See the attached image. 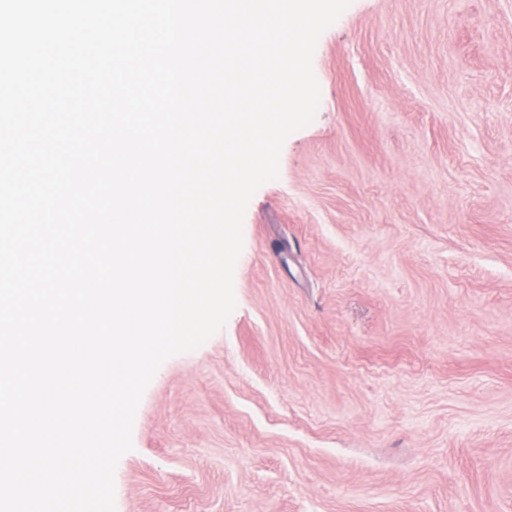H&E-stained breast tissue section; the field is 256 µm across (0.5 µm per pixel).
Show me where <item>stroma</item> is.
I'll use <instances>...</instances> for the list:
<instances>
[{
	"mask_svg": "<svg viewBox=\"0 0 512 512\" xmlns=\"http://www.w3.org/2000/svg\"><path fill=\"white\" fill-rule=\"evenodd\" d=\"M116 512H512V0H351Z\"/></svg>",
	"mask_w": 512,
	"mask_h": 512,
	"instance_id": "35a3bbf8",
	"label": "stroma"
}]
</instances>
